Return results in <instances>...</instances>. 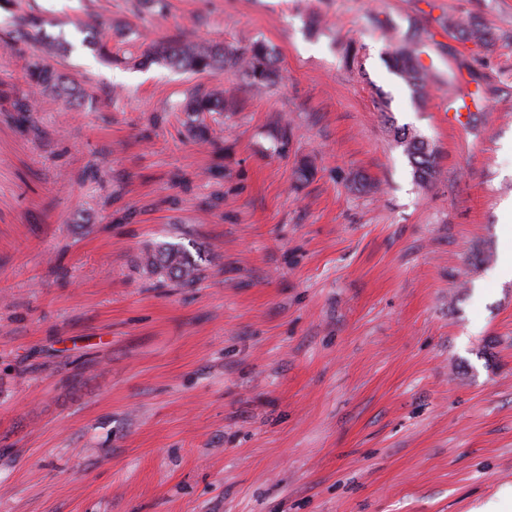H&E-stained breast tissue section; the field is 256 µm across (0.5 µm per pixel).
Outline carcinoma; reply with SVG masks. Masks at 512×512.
Returning <instances> with one entry per match:
<instances>
[{
	"mask_svg": "<svg viewBox=\"0 0 512 512\" xmlns=\"http://www.w3.org/2000/svg\"><path fill=\"white\" fill-rule=\"evenodd\" d=\"M24 35L38 41L47 56L66 51L65 42L49 37L43 29V23L25 18L20 19ZM86 34V42L95 49L108 51V33L97 22L81 26ZM448 32L463 43H471L484 48L494 41L492 29L475 20H450ZM396 74L419 95L425 88L427 72L422 66L419 53L415 49L398 48L392 55ZM138 64H161L174 69L192 72H222L235 68L254 83L269 84L277 78L276 59L273 51L263 43H255L244 51L224 45H210L187 39L158 40L146 45L138 58ZM25 68L31 84L41 93L69 96L75 93L74 87L65 75L55 67L44 63V59H27ZM183 110L190 116L203 112H224V91L214 88L199 96L195 95L186 102ZM397 144L403 148L415 176L423 183L433 182L438 175L435 152L430 144L419 135L405 129H393ZM146 270L160 278L190 285L199 278L200 269L192 256L184 249L172 244H163L147 253L144 257Z\"/></svg>",
	"mask_w": 512,
	"mask_h": 512,
	"instance_id": "obj_1",
	"label": "carcinoma"
}]
</instances>
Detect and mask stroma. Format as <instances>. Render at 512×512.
<instances>
[{"label": "stroma", "mask_w": 512, "mask_h": 512, "mask_svg": "<svg viewBox=\"0 0 512 512\" xmlns=\"http://www.w3.org/2000/svg\"><path fill=\"white\" fill-rule=\"evenodd\" d=\"M167 3L0 0V512H484L512 490V0ZM23 14L81 98L31 95ZM415 26L424 100L388 67ZM174 35L265 42L280 79L138 65ZM159 243L196 283L145 273ZM24 35L38 41L46 56L61 54L67 50L63 40L49 37L43 29V23L25 18L20 19ZM448 31L459 41L484 48L494 41L492 29L475 20H449ZM183 110L190 117L203 112L221 114L224 112V91L216 87L201 96L195 95L186 102ZM393 136L397 144L403 148L408 157L415 176L422 183L433 182L438 175L435 152L422 137L406 130L405 127L393 128Z\"/></svg>", "instance_id": "35a3bbf8"}]
</instances>
